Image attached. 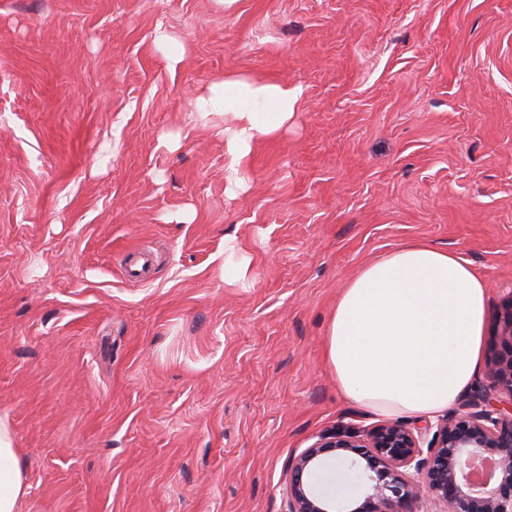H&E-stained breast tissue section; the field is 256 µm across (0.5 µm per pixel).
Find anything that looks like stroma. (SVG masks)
Returning a JSON list of instances; mask_svg holds the SVG:
<instances>
[{"instance_id": "35a3bbf8", "label": "stroma", "mask_w": 512, "mask_h": 512, "mask_svg": "<svg viewBox=\"0 0 512 512\" xmlns=\"http://www.w3.org/2000/svg\"><path fill=\"white\" fill-rule=\"evenodd\" d=\"M231 76L304 89L234 193L202 104ZM419 242L485 282L484 362L511 352L512 0H0L21 512H283L295 451L380 420L326 364L338 297Z\"/></svg>"}]
</instances>
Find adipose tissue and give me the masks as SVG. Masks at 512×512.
Listing matches in <instances>:
<instances>
[{"instance_id": "adipose-tissue-1", "label": "adipose tissue", "mask_w": 512, "mask_h": 512, "mask_svg": "<svg viewBox=\"0 0 512 512\" xmlns=\"http://www.w3.org/2000/svg\"><path fill=\"white\" fill-rule=\"evenodd\" d=\"M302 86L227 78L212 105L233 111L224 177L242 183L257 138L292 117ZM488 314L482 279L453 252L424 243L367 264L331 315L325 358L340 393L387 418L435 416L469 390L482 364ZM29 494L8 415L0 414V512H17Z\"/></svg>"}]
</instances>
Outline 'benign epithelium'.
I'll list each match as a JSON object with an SVG mask.
<instances>
[{
	"label": "benign epithelium",
	"instance_id": "benign-epithelium-1",
	"mask_svg": "<svg viewBox=\"0 0 512 512\" xmlns=\"http://www.w3.org/2000/svg\"><path fill=\"white\" fill-rule=\"evenodd\" d=\"M330 459L358 473L361 503L320 493ZM284 512H512V355L435 421L314 436L288 460Z\"/></svg>",
	"mask_w": 512,
	"mask_h": 512
}]
</instances>
